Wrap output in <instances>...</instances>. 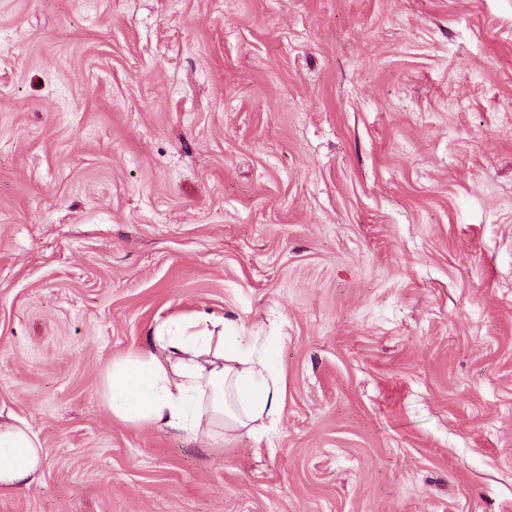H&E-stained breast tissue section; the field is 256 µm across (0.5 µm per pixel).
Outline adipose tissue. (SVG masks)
Returning a JSON list of instances; mask_svg holds the SVG:
<instances>
[{
    "instance_id": "adipose-tissue-1",
    "label": "adipose tissue",
    "mask_w": 512,
    "mask_h": 512,
    "mask_svg": "<svg viewBox=\"0 0 512 512\" xmlns=\"http://www.w3.org/2000/svg\"><path fill=\"white\" fill-rule=\"evenodd\" d=\"M283 392L258 337L242 336L233 321L199 316L158 327L152 350L114 361L102 395L122 422L210 439L265 433L281 416ZM41 453L24 420H0V489L37 484Z\"/></svg>"
}]
</instances>
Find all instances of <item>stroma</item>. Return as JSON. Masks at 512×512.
Segmentation results:
<instances>
[{
  "mask_svg": "<svg viewBox=\"0 0 512 512\" xmlns=\"http://www.w3.org/2000/svg\"><path fill=\"white\" fill-rule=\"evenodd\" d=\"M206 313L279 423L131 425ZM0 512H512V0H0ZM0 420V489L29 488L39 482L42 446L21 419Z\"/></svg>",
  "mask_w": 512,
  "mask_h": 512,
  "instance_id": "1",
  "label": "stroma"
}]
</instances>
